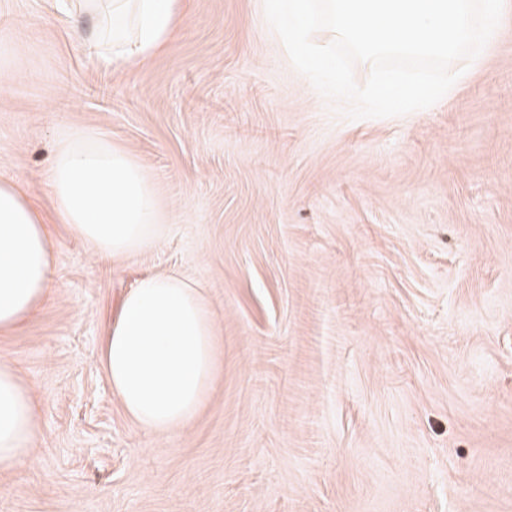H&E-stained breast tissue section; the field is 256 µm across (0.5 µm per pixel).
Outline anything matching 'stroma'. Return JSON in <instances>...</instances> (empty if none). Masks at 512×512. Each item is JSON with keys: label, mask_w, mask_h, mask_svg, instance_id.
Wrapping results in <instances>:
<instances>
[{"label": "stroma", "mask_w": 512, "mask_h": 512, "mask_svg": "<svg viewBox=\"0 0 512 512\" xmlns=\"http://www.w3.org/2000/svg\"><path fill=\"white\" fill-rule=\"evenodd\" d=\"M84 16L0 0V176L50 210L59 128L150 173L168 230L120 261L52 227L48 301L0 334L38 407L0 512H512V0L446 97L349 119L264 0H187L141 70ZM199 284L222 364L184 429H137L102 346L147 275Z\"/></svg>", "instance_id": "1"}]
</instances>
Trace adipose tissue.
<instances>
[{"label":"adipose tissue","instance_id":"1","mask_svg":"<svg viewBox=\"0 0 512 512\" xmlns=\"http://www.w3.org/2000/svg\"><path fill=\"white\" fill-rule=\"evenodd\" d=\"M183 0H105L89 11L87 51L109 68H144L176 34ZM44 214L20 180L0 177V331L14 329L50 295L49 219L69 227L95 255L121 260L160 243L168 230L154 183L138 159L100 132L59 131L47 172ZM103 365L125 414L146 432L185 428L218 366L215 323L198 286L148 275L122 299L105 338ZM37 406L13 364L0 361V473L36 445Z\"/></svg>","mask_w":512,"mask_h":512}]
</instances>
